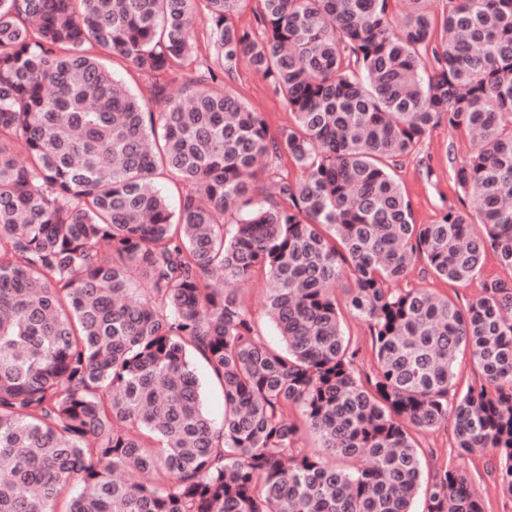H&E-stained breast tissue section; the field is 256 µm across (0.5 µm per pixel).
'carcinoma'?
<instances>
[{"label": "carcinoma", "mask_w": 512, "mask_h": 512, "mask_svg": "<svg viewBox=\"0 0 512 512\" xmlns=\"http://www.w3.org/2000/svg\"><path fill=\"white\" fill-rule=\"evenodd\" d=\"M196 2L0 0V512H411L421 492L484 512L466 468L424 472L414 433L450 419L512 499V286L465 306L397 287L417 258L455 282L489 250L512 268V0H445L439 27L425 0H204L216 66L179 98ZM244 62L292 115L275 135L227 86ZM444 122L470 138L448 162L477 208L418 224L393 168ZM284 156L300 177L266 197L258 160ZM161 168L187 186L176 213ZM263 278L280 347L239 298ZM464 354L483 382L453 393ZM113 71L116 78L126 83L139 96L145 100L150 98L149 87L151 79L148 76L139 74L130 65L119 61H114ZM336 298L342 308L345 335L349 337L352 344L360 350L356 359V366L361 373L370 372V369L374 365L375 358L368 327L364 321L358 319L345 309L343 305L345 299L343 283H336ZM196 373L203 391L204 408L207 414L216 423L224 419V396L220 386L210 377L205 362L195 359Z\"/></svg>", "instance_id": "cac0c4a2"}]
</instances>
